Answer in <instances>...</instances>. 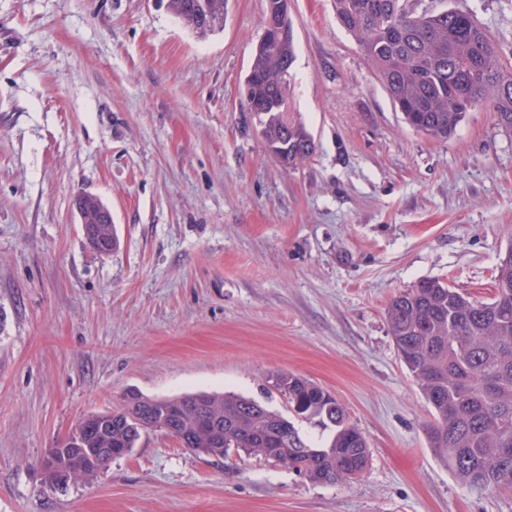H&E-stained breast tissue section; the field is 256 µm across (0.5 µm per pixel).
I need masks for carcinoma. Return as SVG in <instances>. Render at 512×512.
Instances as JSON below:
<instances>
[{
    "label": "carcinoma",
    "instance_id": "1",
    "mask_svg": "<svg viewBox=\"0 0 512 512\" xmlns=\"http://www.w3.org/2000/svg\"><path fill=\"white\" fill-rule=\"evenodd\" d=\"M333 2L337 20L415 131L447 139L468 112L485 106L498 126L512 132V71L469 14L449 9L442 17L413 19L403 12L405 0ZM285 58L293 62V42L258 43L246 105L258 116L266 142L303 160L315 142L288 115ZM387 323L433 416L426 429L429 447L457 482L479 491L511 490L501 472L512 471V247L499 260L489 301L423 279L391 301ZM275 387L297 414L336 428L328 446L313 445L281 413L244 396L195 392L152 399L136 393L119 410L81 420L83 447L110 452L70 456L69 479L96 478L157 423L167 424L168 435L195 453L210 448L218 459L262 457L312 483L345 482L364 471L367 440L335 397L291 373L279 375Z\"/></svg>",
    "mask_w": 512,
    "mask_h": 512
}]
</instances>
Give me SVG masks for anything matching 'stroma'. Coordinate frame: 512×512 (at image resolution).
<instances>
[{
    "mask_svg": "<svg viewBox=\"0 0 512 512\" xmlns=\"http://www.w3.org/2000/svg\"><path fill=\"white\" fill-rule=\"evenodd\" d=\"M469 13L512 64V0ZM266 0H224L204 37L164 0H0V512H512L457 482L386 309L437 278L484 301L512 246V132L491 109L440 140L395 109L333 0H288V110L314 138L268 150L244 79ZM97 195L119 244L86 243ZM327 389L370 461L316 484L151 431L92 481L40 460L138 390L231 392L293 416L275 377ZM75 209L88 244L96 251H112V245L116 246L117 238L113 241L111 237L108 243L97 241L94 233L88 229V225L92 224H112V213L102 200L94 194L87 193L76 200Z\"/></svg>",
    "mask_w": 512,
    "mask_h": 512,
    "instance_id": "obj_1",
    "label": "stroma"
}]
</instances>
